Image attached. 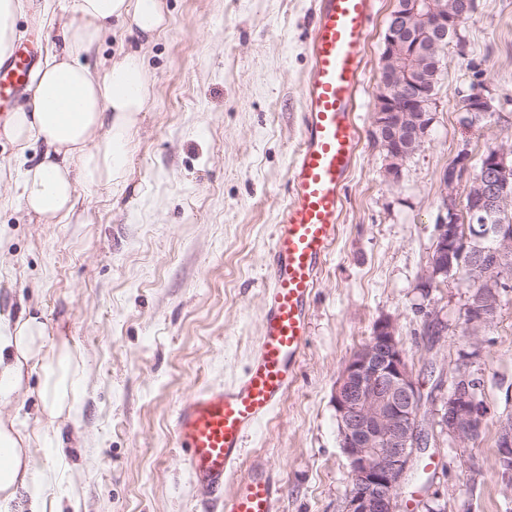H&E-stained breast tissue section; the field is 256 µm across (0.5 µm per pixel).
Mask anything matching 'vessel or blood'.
I'll list each match as a JSON object with an SVG mask.
<instances>
[{"mask_svg":"<svg viewBox=\"0 0 512 512\" xmlns=\"http://www.w3.org/2000/svg\"><path fill=\"white\" fill-rule=\"evenodd\" d=\"M372 12L373 0H318L302 141L270 251L261 336L239 378L190 392L176 414L186 467L203 497L223 501L224 512H277L280 480L263 465L243 467L245 445L294 385L308 345V305L336 239L341 192L356 157L353 105ZM37 56L33 46L0 64V107L24 89Z\"/></svg>","mask_w":512,"mask_h":512,"instance_id":"b4317fda","label":"vessel or blood"}]
</instances>
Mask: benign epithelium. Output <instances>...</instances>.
I'll use <instances>...</instances> for the list:
<instances>
[{"label": "benign epithelium", "instance_id": "1", "mask_svg": "<svg viewBox=\"0 0 512 512\" xmlns=\"http://www.w3.org/2000/svg\"><path fill=\"white\" fill-rule=\"evenodd\" d=\"M453 0H400L387 23L380 54L379 92L373 119V138L387 153L386 172L397 179L404 160L414 154L432 120L425 106L431 100L428 73L439 66L440 53L455 29ZM494 111L491 100L479 92L466 112L474 121ZM512 150L502 146L481 159V173L459 194L460 175L471 164L464 147L440 176L441 214L429 263L418 287L425 291L448 281L456 268L460 239L477 241L494 237L497 255L512 254ZM480 217H497L499 223L482 225L473 236H461V211ZM467 275L479 285L470 297L467 323L469 339L476 341L497 313L503 285L473 246ZM451 391L443 399L436 426L458 445L474 442L484 408L477 398V381L471 357L462 354L451 362ZM334 408L340 445L348 461L352 489L345 512H398L397 490L413 468L418 450L429 446L432 434L421 426L415 410L424 393L399 336L395 321L382 318L372 336L359 347L341 370L334 387ZM498 455L512 460V419L498 424Z\"/></svg>", "mask_w": 512, "mask_h": 512}]
</instances>
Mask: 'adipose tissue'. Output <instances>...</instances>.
Wrapping results in <instances>:
<instances>
[{
    "mask_svg": "<svg viewBox=\"0 0 512 512\" xmlns=\"http://www.w3.org/2000/svg\"><path fill=\"white\" fill-rule=\"evenodd\" d=\"M52 12L37 0L34 13L49 16L50 50L30 74V98L0 123V140L21 164L19 208L42 222L60 224L73 214L80 192L122 189L131 173L129 142L153 93L154 78L139 51H126L109 64L87 59L114 27L151 42L166 27L163 0H62ZM42 143V160L24 165L32 143ZM43 374L42 413L50 420L76 419L75 388L84 359L64 336H49L38 317L0 313V402L23 389L25 369ZM63 448L50 449L48 467L34 464L32 440L15 421L0 415V512H60L48 490Z\"/></svg>",
    "mask_w": 512,
    "mask_h": 512,
    "instance_id": "adipose-tissue-1",
    "label": "adipose tissue"
}]
</instances>
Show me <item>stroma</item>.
I'll use <instances>...</instances> for the list:
<instances>
[{
	"label": "stroma",
	"mask_w": 512,
	"mask_h": 512,
	"mask_svg": "<svg viewBox=\"0 0 512 512\" xmlns=\"http://www.w3.org/2000/svg\"><path fill=\"white\" fill-rule=\"evenodd\" d=\"M316 4L165 0L170 23L142 49L154 95L130 138L124 192L84 193L69 223L39 224L3 206L19 188L0 185V311L40 315L49 335L68 337L85 360L76 422L41 415L36 372L19 401L0 404L34 436L37 465L57 439L69 441L49 490L63 512H224L219 503L204 508L173 417L190 391L239 377L260 336L273 229L302 137ZM394 6L374 0L355 103L357 159L296 383L247 442L244 465L261 462L281 478L278 512H343L352 482L333 390L377 320H396L432 395L433 421L444 395L437 377L470 349L466 283L454 277L423 291L418 281L440 214L441 173L461 147L477 160L488 144L512 146V0H475L442 60L433 122L393 183L370 132ZM475 88L502 107L469 127L461 99ZM434 311L447 326L437 341ZM477 349L481 436L464 452L439 437L427 473L408 472L399 512H512L496 447L499 420L512 417V288Z\"/></svg>",
	"instance_id": "35a3bbf8"
}]
</instances>
